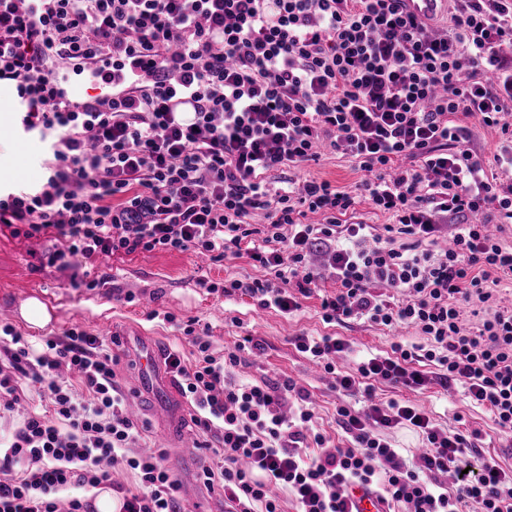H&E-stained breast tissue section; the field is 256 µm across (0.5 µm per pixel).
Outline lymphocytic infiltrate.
<instances>
[{
	"mask_svg": "<svg viewBox=\"0 0 512 512\" xmlns=\"http://www.w3.org/2000/svg\"><path fill=\"white\" fill-rule=\"evenodd\" d=\"M452 2L449 27L433 32L399 0H0V83L14 86L20 130L38 135L48 171L35 192L0 196V228L44 238L47 265L70 270L74 287H99L85 268L115 255L245 254L264 277L200 287L294 316L318 286L309 255L319 247L336 284L321 297L323 322L410 326L426 338L349 372L336 368L351 350L343 338H294L336 391L364 399L337 408L348 439L332 447L293 381L234 379L239 356L214 355L186 324L193 359L175 351L167 365L195 426L217 440L201 480L221 484L225 512H282L284 493L296 512H354L357 488L381 512H512V474L476 456L468 434L373 395L377 381L421 390L436 377L512 433V310L461 325L465 304L512 278L502 242L512 183L488 175L456 121L497 128L493 164L512 172V59L502 53L512 0ZM71 70L88 96L67 95ZM180 98L192 116L174 109ZM325 146L366 179L352 190L291 178L271 187V172L318 160ZM402 157L414 166L394 169ZM362 197L392 217L384 233L356 220ZM447 228L448 248L434 250ZM112 364L105 340L81 328L34 356L0 326V408L21 411L30 384L53 411L23 413L0 435V512H89L85 491L102 485L121 512H180L164 451L133 450L139 426ZM399 426L422 439L417 467L388 437ZM120 468L135 487L114 482Z\"/></svg>",
	"mask_w": 512,
	"mask_h": 512,
	"instance_id": "obj_1",
	"label": "lymphocytic infiltrate"
}]
</instances>
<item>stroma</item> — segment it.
<instances>
[{
  "mask_svg": "<svg viewBox=\"0 0 512 512\" xmlns=\"http://www.w3.org/2000/svg\"><path fill=\"white\" fill-rule=\"evenodd\" d=\"M18 123L16 91L10 85H0V135L8 137L14 146L13 152L0 155V191L5 193L37 189L47 176L39 161L42 146L37 136L22 134ZM290 176L327 180L349 190L365 174L346 156L328 153L318 163L291 171ZM43 251V241L0 233V309L17 308L26 299L36 297L53 314L51 325L44 330L30 328L20 319L13 320L15 331L32 351H43L46 338L64 336L76 325L106 337L134 323L168 350L178 349L187 354L191 348L182 330L177 324L162 321L161 315L173 313L178 321L193 318L206 327L207 338L216 354L236 351L246 336L261 343L258 354L245 355L242 375L256 381L294 380L307 391L314 406V425L339 446L345 445L346 435L336 421V410L342 405H356L357 400L336 392L320 369L297 351L293 336L301 333L338 336L347 340L354 350L367 355L390 353L397 337L385 327L361 321L323 322L319 295L335 289L328 277L319 281V295L306 299L303 312L295 317L271 308H259L245 295L229 301L200 288L198 281L202 278L221 281L262 276V269L255 267L245 255L220 263L201 262L199 255L191 250L117 256L94 265L91 273L101 276L103 283L99 288L87 290L72 288L68 272L41 265ZM128 293L135 295V302L125 301ZM110 349L122 390L137 394L141 401L139 419L145 428L139 448L165 444L168 458L177 462L175 470L180 478L202 469L207 462L206 451L182 444L188 425L183 422L175 427L158 425L159 401L146 385L139 383L132 351L116 342L111 343ZM375 395L383 402L399 400L423 405L441 428L452 430L462 424L467 430L478 432L482 455L496 459L505 470H512V434L501 432L486 410L472 406L458 392L446 390L437 383L423 391L379 383Z\"/></svg>",
  "mask_w": 512,
  "mask_h": 512,
  "instance_id": "stroma-1",
  "label": "stroma"
}]
</instances>
